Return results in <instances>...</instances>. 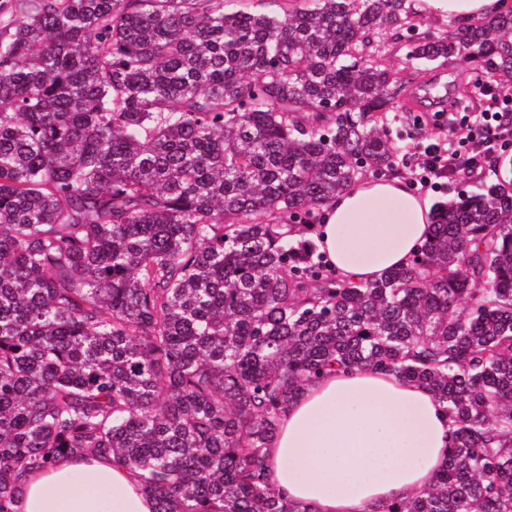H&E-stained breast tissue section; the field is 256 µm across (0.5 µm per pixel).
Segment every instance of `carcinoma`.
<instances>
[{"label":"carcinoma","instance_id":"cac0c4a2","mask_svg":"<svg viewBox=\"0 0 512 512\" xmlns=\"http://www.w3.org/2000/svg\"><path fill=\"white\" fill-rule=\"evenodd\" d=\"M407 0H0V512L65 457L155 512H300L282 413L330 371L431 391L448 462L375 512H512V177L431 212L369 284L316 257L322 208L396 174L387 31ZM512 91V12L415 39Z\"/></svg>","mask_w":512,"mask_h":512}]
</instances>
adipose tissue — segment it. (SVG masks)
Returning a JSON list of instances; mask_svg holds the SVG:
<instances>
[{
  "mask_svg": "<svg viewBox=\"0 0 512 512\" xmlns=\"http://www.w3.org/2000/svg\"><path fill=\"white\" fill-rule=\"evenodd\" d=\"M504 0H412L415 16L490 20ZM429 198L398 177H365L323 210L321 252L344 277L370 283L404 264L431 231ZM451 421L427 389L372 371L330 372L283 413L268 450L270 480L303 512H375L441 470ZM20 512H154L139 482L111 460L65 459L31 473Z\"/></svg>",
  "mask_w": 512,
  "mask_h": 512,
  "instance_id": "ef3b65f1",
  "label": "adipose tissue"
}]
</instances>
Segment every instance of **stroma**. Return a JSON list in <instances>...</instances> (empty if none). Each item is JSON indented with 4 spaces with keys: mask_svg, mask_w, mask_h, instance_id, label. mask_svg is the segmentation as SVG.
<instances>
[{
    "mask_svg": "<svg viewBox=\"0 0 512 512\" xmlns=\"http://www.w3.org/2000/svg\"><path fill=\"white\" fill-rule=\"evenodd\" d=\"M412 43L406 39L386 37L382 53L384 65L391 71L394 87L399 88L398 105L388 114L395 140L405 146L407 153L400 166L408 185H415L420 158L412 148L423 137L440 134L439 111L443 105L440 96L457 101V112H474L487 105L484 83L478 82L472 63L464 57L448 61L424 62L411 58ZM496 153L499 165L478 169L467 181L441 178L436 188L426 189L431 201H445L456 197L458 191L481 192L484 185L495 182L497 176L512 174V130L505 132L504 141Z\"/></svg>",
    "mask_w": 512,
    "mask_h": 512,
    "instance_id": "obj_1",
    "label": "stroma"
}]
</instances>
